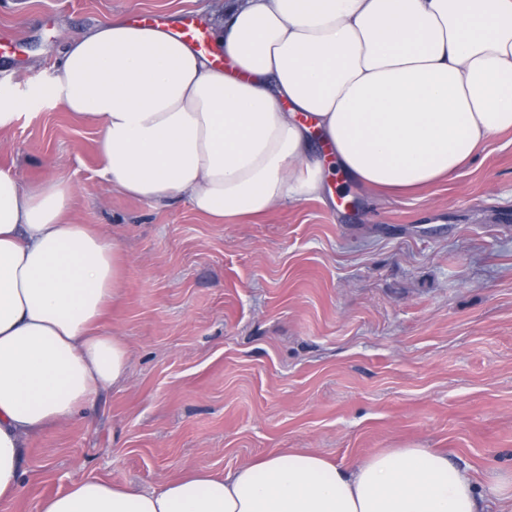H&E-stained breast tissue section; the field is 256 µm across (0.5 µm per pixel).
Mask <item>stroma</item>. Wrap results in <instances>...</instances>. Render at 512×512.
<instances>
[{
  "label": "stroma",
  "instance_id": "35a3bbf8",
  "mask_svg": "<svg viewBox=\"0 0 512 512\" xmlns=\"http://www.w3.org/2000/svg\"><path fill=\"white\" fill-rule=\"evenodd\" d=\"M227 0H0V93L27 99L0 129V168L74 187L71 219L120 246L102 322L131 351L126 379L82 419L29 438L0 512L98 478L139 492L191 468L224 473L288 449L350 468L385 448H434L472 476L484 512L512 474V133L452 180L414 193L335 178L331 199L211 223L183 199L112 189L98 128L42 91L69 35L112 19Z\"/></svg>",
  "mask_w": 512,
  "mask_h": 512
}]
</instances>
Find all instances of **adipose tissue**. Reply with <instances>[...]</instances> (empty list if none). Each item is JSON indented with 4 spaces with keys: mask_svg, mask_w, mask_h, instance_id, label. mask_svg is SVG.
Here are the masks:
<instances>
[{
    "mask_svg": "<svg viewBox=\"0 0 512 512\" xmlns=\"http://www.w3.org/2000/svg\"><path fill=\"white\" fill-rule=\"evenodd\" d=\"M230 71L162 26L115 20L67 39L49 97L99 128L124 194L185 199L223 223L320 198L324 165L369 189L453 178L512 132V0H236L215 33ZM72 184L0 168V503L27 440L124 380L98 325L119 289L116 239L67 220ZM432 448L351 468L276 452L152 492L85 479L39 512H480Z\"/></svg>",
    "mask_w": 512,
    "mask_h": 512,
    "instance_id": "obj_1",
    "label": "adipose tissue"
}]
</instances>
